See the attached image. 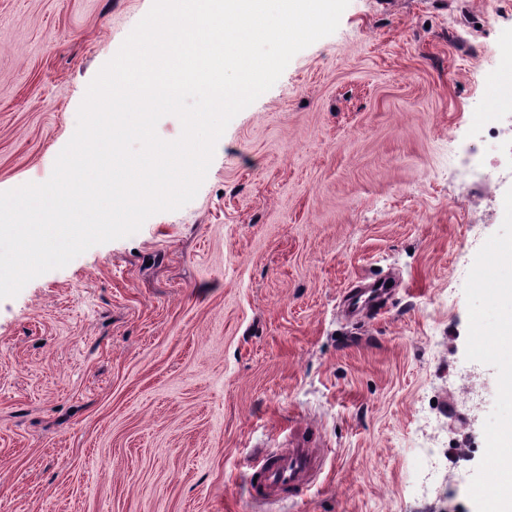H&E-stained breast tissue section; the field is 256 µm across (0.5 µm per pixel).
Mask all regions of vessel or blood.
<instances>
[{
  "label": "vessel or blood",
  "mask_w": 512,
  "mask_h": 512,
  "mask_svg": "<svg viewBox=\"0 0 512 512\" xmlns=\"http://www.w3.org/2000/svg\"><path fill=\"white\" fill-rule=\"evenodd\" d=\"M389 294L386 284L356 291L353 301L357 309H381ZM326 451L314 447L311 439L299 437L288 447L262 455L248 466V494L263 503L278 497L297 498L308 490L325 464Z\"/></svg>",
  "instance_id": "1"
}]
</instances>
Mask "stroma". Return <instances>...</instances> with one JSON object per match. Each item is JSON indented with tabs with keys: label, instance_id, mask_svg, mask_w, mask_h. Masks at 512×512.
Instances as JSON below:
<instances>
[{
	"label": "stroma",
	"instance_id": "1",
	"mask_svg": "<svg viewBox=\"0 0 512 512\" xmlns=\"http://www.w3.org/2000/svg\"><path fill=\"white\" fill-rule=\"evenodd\" d=\"M152 0H0V191L49 179ZM512 0H350L237 114L197 196L0 299V512H476L497 374L466 402L459 283L502 219L460 165ZM388 279L385 314L348 291ZM306 496L246 463L302 431ZM436 452L424 492L411 450ZM325 457V449L315 448L312 440L304 436L287 448L262 455L247 465L249 497L263 503L304 495L322 472Z\"/></svg>",
	"mask_w": 512,
	"mask_h": 512
}]
</instances>
